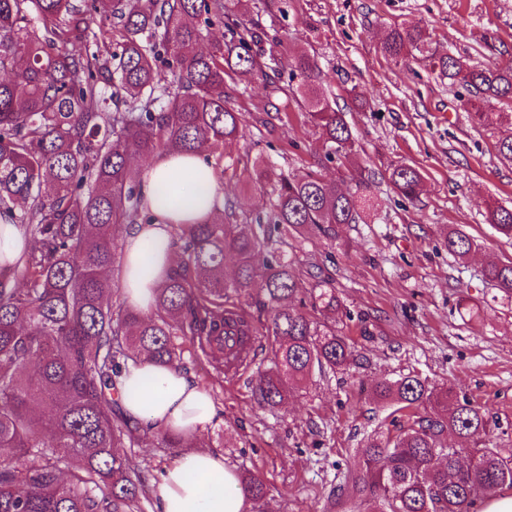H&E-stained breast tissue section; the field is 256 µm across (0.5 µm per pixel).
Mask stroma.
Segmentation results:
<instances>
[{
    "label": "stroma",
    "mask_w": 512,
    "mask_h": 512,
    "mask_svg": "<svg viewBox=\"0 0 512 512\" xmlns=\"http://www.w3.org/2000/svg\"><path fill=\"white\" fill-rule=\"evenodd\" d=\"M224 11L257 26L253 51L265 70L226 82L243 120L230 147L241 162L223 179L238 218L269 208L271 188L253 171L257 158L288 173L337 178L341 162L323 158L320 132L296 95L305 77L291 63L301 55L314 58L319 92L345 112L380 206L369 223L337 226L335 239L311 231L288 237L300 268L321 267L335 289L336 329L353 342V361L313 375L272 410L252 397L269 365L266 351L233 380L187 361V375L217 406L211 444L228 465L261 474L266 512H351L352 495L337 503L329 492L357 469L358 448L391 421L371 388L410 373L454 384L485 409L493 444L512 452V299L483 279L488 265L512 260V240L486 221L489 204L512 206V162L496 151L507 128L477 125L426 62L395 61L381 49L394 26H421L432 52L483 66L512 63V0H224ZM401 164L422 176L415 200L388 180ZM449 227L475 242L465 260L448 253ZM130 454L148 477L143 512H155L157 485L176 451L149 437Z\"/></svg>",
    "instance_id": "obj_1"
}]
</instances>
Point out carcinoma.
I'll list each match as a JSON object with an SVG mask.
<instances>
[{"label":"carcinoma","mask_w":512,"mask_h":512,"mask_svg":"<svg viewBox=\"0 0 512 512\" xmlns=\"http://www.w3.org/2000/svg\"><path fill=\"white\" fill-rule=\"evenodd\" d=\"M214 17L224 20L227 41L205 53L198 44ZM257 38L224 15L223 0H144L130 9L123 0H0V219L24 226L31 239L23 265L0 266V451L13 462L0 467V512H140L143 481L127 449L151 428L120 406L130 361L180 370L187 353L220 378L262 336L270 366L253 387L261 408L349 363L351 346L332 324L335 289L316 284L311 314L289 304L299 273L287 248L290 231L333 239L338 225L366 223L376 203L372 174L361 166L345 175L350 191L258 161L259 178L272 183L267 219L174 225L179 261L155 289V310L143 316L119 299V230L152 219L131 159L201 155L238 140L242 117L228 106L225 78L263 73L252 54ZM429 40L423 27L397 26L382 52L426 55L467 92L460 102L474 121L498 124L495 105L512 103V66L429 54ZM76 43L85 53L70 51ZM164 52L176 69L173 89L162 84ZM304 101L325 158L352 154L344 113L312 86ZM390 182L411 200L421 174L397 165ZM486 220L512 238V207L491 205ZM446 240L455 258L474 247L457 228ZM484 277L512 297V261ZM243 300L266 308L267 323L256 326ZM230 335L237 340L226 352ZM374 394L393 407L396 433L371 438L348 476L367 512H478L512 487V455L486 443V414L453 385L406 375ZM447 434L473 446L448 445ZM156 436L162 448L190 447L176 434ZM241 486L251 512H264V479L248 471Z\"/></svg>","instance_id":"cac0c4a2"}]
</instances>
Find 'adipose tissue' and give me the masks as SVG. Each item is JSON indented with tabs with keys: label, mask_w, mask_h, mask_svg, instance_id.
Wrapping results in <instances>:
<instances>
[{
	"label": "adipose tissue",
	"mask_w": 512,
	"mask_h": 512,
	"mask_svg": "<svg viewBox=\"0 0 512 512\" xmlns=\"http://www.w3.org/2000/svg\"><path fill=\"white\" fill-rule=\"evenodd\" d=\"M142 190L154 221L123 232L121 275L127 305L143 315L154 310V290L175 264L174 224L215 219L223 209L224 184L197 155L157 156L141 171ZM122 406L132 420L184 437L205 433L215 417L210 395L185 373L148 360L129 363L122 376ZM161 512H247L237 471L221 451L180 452L158 486Z\"/></svg>",
	"instance_id": "adipose-tissue-1"
}]
</instances>
